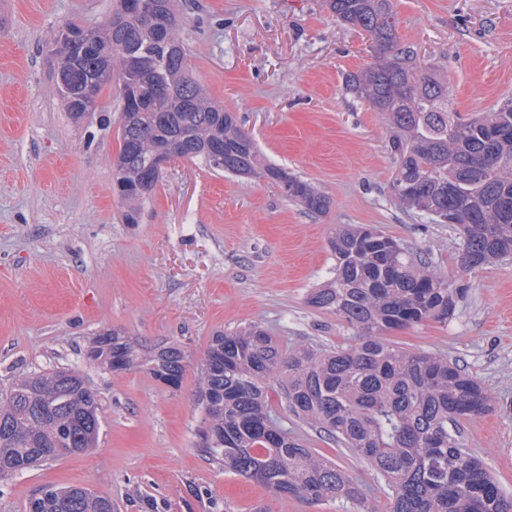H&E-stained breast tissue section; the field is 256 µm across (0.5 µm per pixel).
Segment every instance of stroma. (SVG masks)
I'll use <instances>...</instances> for the list:
<instances>
[{
    "mask_svg": "<svg viewBox=\"0 0 512 512\" xmlns=\"http://www.w3.org/2000/svg\"><path fill=\"white\" fill-rule=\"evenodd\" d=\"M112 3L0 0V388L20 374L72 368L101 399L97 447L0 481V512H27L47 485L89 489L117 512H360L352 501L273 496L197 447L194 394L212 336L257 323L290 346L356 343L335 314L306 302L336 264V224L379 227L428 255L449 283L467 284L448 323L384 338L446 355L477 378L492 409L464 423L462 437L512 493V258L463 273L456 233L392 199L386 120L346 89L347 76L373 61L368 33L337 21L322 0H179L178 34L196 78L267 160L331 205L308 214L267 180L179 159L127 224L113 190L119 92L104 90L94 116L74 121L47 48L67 22L98 26ZM390 3L400 43L440 70L458 112H490L512 98V0ZM106 330L182 345L180 387L88 360ZM294 431L388 512L387 489L364 459L305 424Z\"/></svg>",
    "mask_w": 512,
    "mask_h": 512,
    "instance_id": "stroma-1",
    "label": "stroma"
}]
</instances>
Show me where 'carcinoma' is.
<instances>
[{
	"mask_svg": "<svg viewBox=\"0 0 512 512\" xmlns=\"http://www.w3.org/2000/svg\"><path fill=\"white\" fill-rule=\"evenodd\" d=\"M169 30L132 16L128 0L89 30L93 48H73L63 81L66 110L79 120L86 90L97 95L107 63L121 57L122 146L113 178L125 190L124 220L159 176L152 148L171 158L200 159L215 171L275 183L311 214L329 198L284 167L266 161L235 117L193 76L176 29V0H147ZM336 20L365 30L374 62L346 79L347 90L386 116L396 163L390 193L408 213L447 224L458 234L465 273L512 255V136L490 146L491 128L512 130V102L482 116L448 105V82L420 65L397 40L389 0H323ZM329 247L332 276L308 303L357 330L358 342L331 350L317 344L284 349L259 325L212 337L196 392L202 420L198 448L224 471L275 496L306 502L359 501L361 488L334 462L306 447L273 409L368 461L391 496L390 512H512L483 461L468 451L459 425L490 410L478 380L445 355L402 350L381 337L423 321L447 322L467 287H451L427 258L376 228L338 226ZM88 359L114 372L136 369L179 387L188 356L177 344L151 347L112 331L98 334ZM100 399L78 372L57 368L19 375L0 393V480L60 455L96 447ZM28 512H112V500L82 487H45Z\"/></svg>",
	"mask_w": 512,
	"mask_h": 512,
	"instance_id": "carcinoma-1",
	"label": "carcinoma"
}]
</instances>
